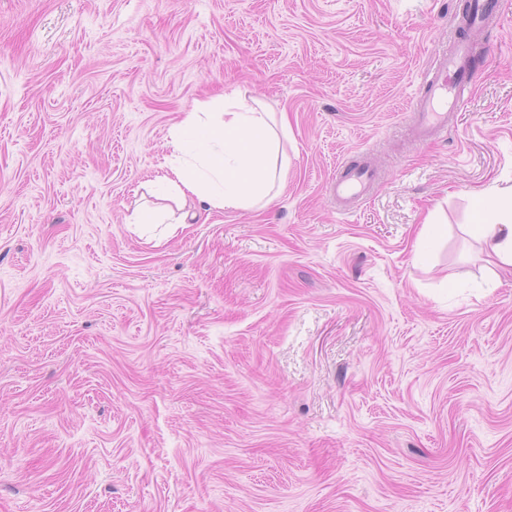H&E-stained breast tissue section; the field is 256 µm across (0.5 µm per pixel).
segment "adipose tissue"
<instances>
[{"mask_svg": "<svg viewBox=\"0 0 512 512\" xmlns=\"http://www.w3.org/2000/svg\"><path fill=\"white\" fill-rule=\"evenodd\" d=\"M286 122L276 120L264 105L236 90L223 111L209 102L193 112L171 132V155L145 190L166 192L177 208L189 211L202 205L209 210L242 209L269 198L288 168L280 137ZM478 201H489L490 216L474 228L483 250L502 266L512 268V189Z\"/></svg>", "mask_w": 512, "mask_h": 512, "instance_id": "adipose-tissue-1", "label": "adipose tissue"}]
</instances>
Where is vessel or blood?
I'll return each instance as SVG.
<instances>
[{"label": "vessel or blood", "mask_w": 512, "mask_h": 512, "mask_svg": "<svg viewBox=\"0 0 512 512\" xmlns=\"http://www.w3.org/2000/svg\"><path fill=\"white\" fill-rule=\"evenodd\" d=\"M499 0H468L462 29L456 32L448 53L438 58L423 74L424 95L408 104L419 141H426L448 125L449 112L455 111L471 86L469 59L476 40L489 25L499 23ZM372 185L370 171L362 166L337 165L330 187L339 213H347L352 200L366 195Z\"/></svg>", "instance_id": "1"}]
</instances>
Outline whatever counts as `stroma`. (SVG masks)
Masks as SVG:
<instances>
[{
    "label": "stroma",
    "instance_id": "stroma-1",
    "mask_svg": "<svg viewBox=\"0 0 512 512\" xmlns=\"http://www.w3.org/2000/svg\"><path fill=\"white\" fill-rule=\"evenodd\" d=\"M464 0H0V512H512V0L445 130ZM285 113L280 194L133 232L197 102ZM366 164L340 221L327 186ZM435 232L420 238L424 218ZM468 9L462 21L464 33L456 32L448 53L438 58L422 76L426 93L408 104L416 143L426 141L437 130L448 126V113L455 112L471 86L469 59L483 30L500 23L499 0H467ZM478 204L483 208L485 200L491 202L488 210L491 215L474 224V235L483 250L495 257L502 266L512 268V187L503 190L499 196H491L482 191L476 194Z\"/></svg>",
    "mask_w": 512,
    "mask_h": 512
}]
</instances>
